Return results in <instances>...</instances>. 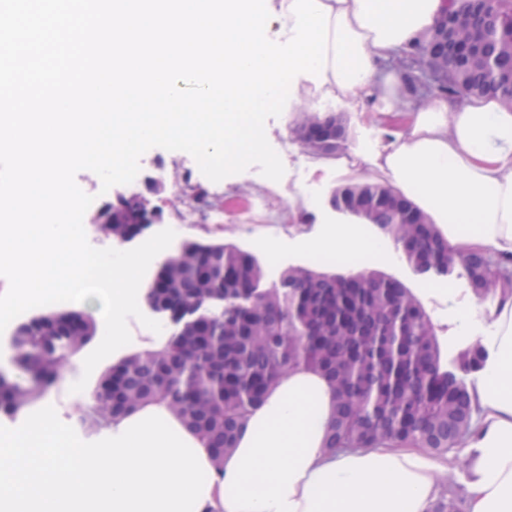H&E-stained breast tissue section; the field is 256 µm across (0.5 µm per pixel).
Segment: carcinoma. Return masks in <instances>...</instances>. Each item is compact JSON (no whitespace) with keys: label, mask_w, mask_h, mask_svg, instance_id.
Listing matches in <instances>:
<instances>
[{"label":"carcinoma","mask_w":512,"mask_h":512,"mask_svg":"<svg viewBox=\"0 0 512 512\" xmlns=\"http://www.w3.org/2000/svg\"><path fill=\"white\" fill-rule=\"evenodd\" d=\"M479 25L490 37L512 34V0H486ZM397 64L424 79L435 64L422 52ZM448 79L427 89L440 96H483L485 73H462L446 62ZM319 121L345 127L334 115L305 112L295 127ZM381 183L347 185L337 196L343 211L377 227L402 250L419 275L446 276L461 266L478 301L512 293V260L482 252L454 254L435 225L414 206L408 216L384 208ZM140 206L112 203V235L122 234ZM419 222L410 237L406 218ZM210 278L196 287V267L184 263L166 274L164 287L150 288L152 309L169 315L173 330L160 349L121 358L91 396L84 422L108 427L112 420L148 405H164L210 448L215 467L236 446L241 429L268 392L288 373H320L336 388V417L326 448L416 445L443 454L472 433L479 408L465 376L483 368L486 353L476 343L444 363L434 325L400 282L374 271L349 276L291 268L279 284L262 289L263 268L250 253L220 242L188 241ZM72 312L50 311L21 322L12 334L20 351L15 364L29 385L0 372V414L13 417L29 399L44 394L56 370L41 365L51 348L60 358L97 335L93 317L80 321L83 341L70 344Z\"/></svg>","instance_id":"obj_1"}]
</instances>
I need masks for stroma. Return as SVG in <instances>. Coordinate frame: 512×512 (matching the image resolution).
Masks as SVG:
<instances>
[{
    "label": "stroma",
    "mask_w": 512,
    "mask_h": 512,
    "mask_svg": "<svg viewBox=\"0 0 512 512\" xmlns=\"http://www.w3.org/2000/svg\"><path fill=\"white\" fill-rule=\"evenodd\" d=\"M286 106L288 111H294L298 109L299 103L292 99L287 101ZM320 110L325 114L342 117L352 130L353 146L368 150L385 140L370 114L350 112L342 104L331 102L321 103ZM287 113L268 119L265 125L267 139L285 167L282 179L271 185L264 184L259 168L253 166L224 180L227 193H248L259 198L264 212L274 218L270 224H238L229 215L225 216L224 228L220 231L189 223L190 212L177 187L188 176L201 185L207 182L194 158L185 152L179 154L160 147L151 148L141 156L140 171L132 183L133 188L142 187L147 177H164L165 191L151 196L150 203L162 209L163 225L169 226L178 220L183 223L171 244L172 249H179L189 240H214L239 246L258 259L264 269L263 284L267 287L277 283L282 273L291 267H304L328 274L353 273V266L338 262L335 254L320 248L319 242L329 226L353 221L352 216L332 207L330 200L336 188L349 182L371 181L375 175L363 165L350 173H339L331 167L324 173L310 175L305 164L308 151L292 134ZM299 191L307 192L312 197L314 206L308 210H300L297 218L292 219L288 216V209L294 193ZM363 265L400 281L418 298L427 313L437 314L439 320L435 329L438 336L447 335L449 320H458L463 309L478 304L461 268H454L446 276L418 275L394 244H387L383 251L366 258ZM128 327L135 337L134 342L100 362L82 392L74 393L70 390L71 385L83 373L86 354L80 351L69 357L61 369L60 380L43 397L24 405L15 419L0 416V439L32 427L50 409L64 424L68 437L82 446L96 448L111 442V430L103 428L89 432L83 428L81 421L88 413L89 399L103 375L122 356L140 351L141 345L136 337L141 333V324L133 319Z\"/></svg>",
    "instance_id": "obj_1"
}]
</instances>
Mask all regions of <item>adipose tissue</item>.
Masks as SVG:
<instances>
[{
	"label": "adipose tissue",
	"instance_id": "1",
	"mask_svg": "<svg viewBox=\"0 0 512 512\" xmlns=\"http://www.w3.org/2000/svg\"><path fill=\"white\" fill-rule=\"evenodd\" d=\"M320 2L331 9L325 81L299 78L305 108L348 103L388 136L376 151L337 156V168L368 165L453 251L511 259L512 107L488 96L417 97L390 65L431 39L448 0ZM380 244L355 223L330 227L321 247L357 259ZM484 313L493 356L474 389L466 512H512V296ZM335 413L334 388L297 369L253 412L219 469L162 405L113 421L111 442L92 449L65 441L48 415L0 444V512H432L447 459L393 445L328 451Z\"/></svg>",
	"mask_w": 512,
	"mask_h": 512
}]
</instances>
